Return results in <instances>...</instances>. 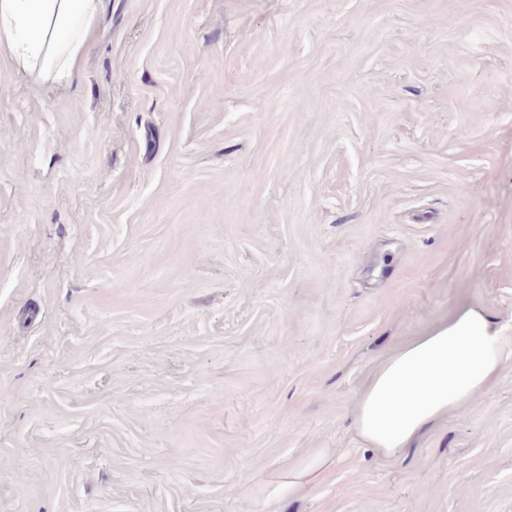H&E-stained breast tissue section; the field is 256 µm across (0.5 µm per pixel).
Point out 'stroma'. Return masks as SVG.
<instances>
[{
    "instance_id": "35a3bbf8",
    "label": "stroma",
    "mask_w": 512,
    "mask_h": 512,
    "mask_svg": "<svg viewBox=\"0 0 512 512\" xmlns=\"http://www.w3.org/2000/svg\"><path fill=\"white\" fill-rule=\"evenodd\" d=\"M460 304L498 379L378 457L363 388ZM1 392L0 512H512V0H104L71 85L1 56Z\"/></svg>"
}]
</instances>
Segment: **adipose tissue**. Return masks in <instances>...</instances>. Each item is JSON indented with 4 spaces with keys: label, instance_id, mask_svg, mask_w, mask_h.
Here are the masks:
<instances>
[{
    "label": "adipose tissue",
    "instance_id": "1",
    "mask_svg": "<svg viewBox=\"0 0 512 512\" xmlns=\"http://www.w3.org/2000/svg\"><path fill=\"white\" fill-rule=\"evenodd\" d=\"M101 8L102 0H0V56L34 84L71 82ZM501 366V338L490 313L459 306L378 367L361 393L353 425L379 456L401 458L431 425L492 383Z\"/></svg>",
    "mask_w": 512,
    "mask_h": 512
}]
</instances>
